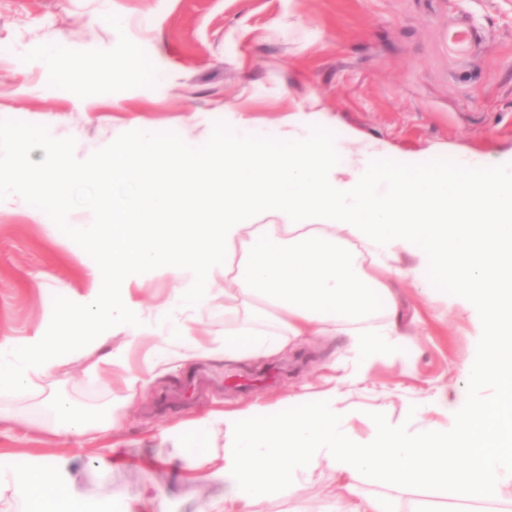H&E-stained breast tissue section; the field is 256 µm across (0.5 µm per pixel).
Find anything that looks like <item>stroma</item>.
<instances>
[{
    "mask_svg": "<svg viewBox=\"0 0 512 512\" xmlns=\"http://www.w3.org/2000/svg\"><path fill=\"white\" fill-rule=\"evenodd\" d=\"M123 15L124 28L112 26ZM55 46V68L42 65ZM144 66L129 69L130 46ZM0 172L37 175L62 147L72 170L95 165L119 140L149 123L159 141L187 136L207 143L224 129L225 111L276 125L317 103L333 124L387 143L394 157L442 159L465 150L496 162L512 157V0H0ZM75 60L104 61L95 73ZM169 75L148 85L152 65ZM91 218L65 202L32 211L0 210V336L48 328L50 313L88 294L98 249L71 225ZM392 291L409 348L354 371L343 333L289 343L265 357L215 353L129 389L126 370L147 373L161 341L123 332L94 351L76 349L32 395H0V409L68 397L81 413L115 423L121 455L101 467L107 441L71 443L36 429L0 430V454L26 467L54 463L71 490L66 512H336L343 479L327 464L293 491L250 504L224 499V482L191 469L175 427L210 409L243 411L260 403L268 419L331 404L357 445L372 441V420L405 435L449 431V402L468 393L467 367L480 336L423 294L409 277ZM130 346L127 368L87 370L95 357ZM363 494L391 512H470L430 486L394 488L365 478ZM153 503H146L145 493Z\"/></svg>",
    "mask_w": 512,
    "mask_h": 512,
    "instance_id": "35a3bbf8",
    "label": "stroma"
}]
</instances>
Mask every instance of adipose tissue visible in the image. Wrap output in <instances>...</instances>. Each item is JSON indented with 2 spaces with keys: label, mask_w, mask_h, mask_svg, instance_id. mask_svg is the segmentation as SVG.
I'll return each mask as SVG.
<instances>
[{
  "label": "adipose tissue",
  "mask_w": 512,
  "mask_h": 512,
  "mask_svg": "<svg viewBox=\"0 0 512 512\" xmlns=\"http://www.w3.org/2000/svg\"><path fill=\"white\" fill-rule=\"evenodd\" d=\"M330 124L317 108L296 111L276 127L228 111L209 146L184 137L161 143L151 125L113 146L94 167L37 177V199L57 205L72 182H88L101 221L80 224L78 239L97 245L102 262L89 295L71 297L53 330L0 337V394H22L64 365L71 351L114 331L152 333L167 364L206 354L192 336L193 313L224 296L225 358L270 352L287 341L330 332L351 336L355 366L399 350V308L390 281L408 274L424 292L446 285L458 312L474 319L481 354L471 386L493 385V400L451 404L454 431L407 437L373 422V442L354 445L332 407L266 421L257 406L221 410L180 423L177 434L197 470L214 460L208 435L221 424L232 436L219 473L232 498L248 502L296 489L321 462L346 476L337 512H388L359 492L368 475L393 486L433 484L472 503L512 502V160L486 166L464 151L448 163L413 158L388 164V145L356 133L322 137ZM415 257L401 270L398 252ZM172 285L163 320L133 296L147 278ZM387 319L367 327L375 312ZM33 427L65 438L110 437L65 399L37 410L0 412V426ZM452 454L464 466L449 465ZM69 490L55 465L26 471L18 501Z\"/></svg>",
  "instance_id": "obj_1"
}]
</instances>
